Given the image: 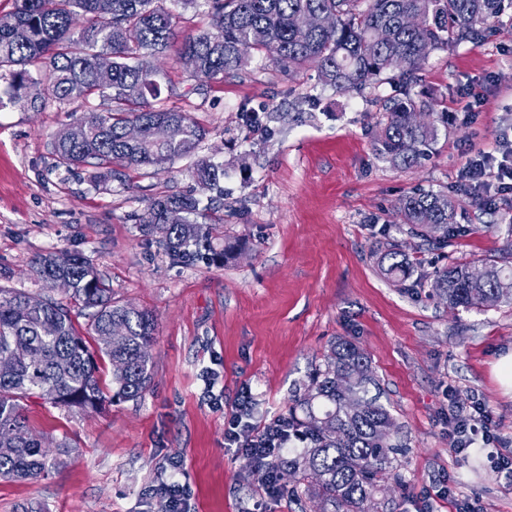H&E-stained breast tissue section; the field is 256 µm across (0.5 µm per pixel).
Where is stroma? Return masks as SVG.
Wrapping results in <instances>:
<instances>
[{"instance_id": "obj_1", "label": "stroma", "mask_w": 512, "mask_h": 512, "mask_svg": "<svg viewBox=\"0 0 512 512\" xmlns=\"http://www.w3.org/2000/svg\"><path fill=\"white\" fill-rule=\"evenodd\" d=\"M167 107L190 114L207 136L201 156L224 165V234L246 238L221 267L172 264L136 223L148 198L195 186L193 162L126 170L97 183L88 169L58 168L53 135L86 103H14L0 81V285L50 292L32 262L49 251L85 254L115 297L158 321L153 382L135 401L104 413H72L33 398L30 425L47 445L67 444L36 479H0V512H158L168 458L184 457L191 512H317L316 503L260 498L252 463L224 445V414L208 392L255 396L252 420L288 411L309 375L344 337L369 356L381 401L393 415L402 481L386 480L395 512H417L433 480L446 475L451 500H479L483 512H512V482L496 477L486 450L453 453L449 400L484 401L500 439L512 446V393L494 373L512 351V306L450 310L433 293L435 268L477 259L512 266L504 249L512 217L484 206L461 185L468 153L512 139V15L478 39L431 55L413 82L339 94L316 69L293 70L262 57L197 86L176 51L155 62ZM428 100L447 117L435 150L402 170L378 159L373 143L386 100ZM261 112L247 127L243 108ZM455 198L472 233L438 249L399 225L394 205L415 188ZM400 242L415 271L403 285L384 276L380 243Z\"/></svg>"}]
</instances>
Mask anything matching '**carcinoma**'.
I'll return each instance as SVG.
<instances>
[{"instance_id": "obj_1", "label": "carcinoma", "mask_w": 512, "mask_h": 512, "mask_svg": "<svg viewBox=\"0 0 512 512\" xmlns=\"http://www.w3.org/2000/svg\"><path fill=\"white\" fill-rule=\"evenodd\" d=\"M174 6L205 7L211 22L181 43L179 57L201 84L246 67L253 53L290 67L310 66L319 80L347 93L380 83L385 76L412 74L437 51L472 40L508 9L512 0H15L0 16V72L9 73L13 102L35 106L37 86L61 104L102 102L83 112L51 142L57 166H89L92 178L107 182L131 167H163L196 158V189L150 201L139 218L146 240L157 243L177 265L204 261L223 266L241 244L224 241V218L213 201L224 197V165L198 156L205 131L186 112L161 104V84L151 59L176 39ZM108 67L111 83L100 84ZM37 68L32 76L31 68ZM432 112L411 95L395 99L374 140L378 158L400 169L421 165L438 140V126L416 124L413 114ZM173 122L180 138L158 141L153 128ZM410 233L438 247L473 231L456 221L453 199L440 191H418L396 206ZM47 252L34 260L48 283L70 280V300L92 318L99 352L90 350L75 326L69 304L50 295L0 287V477H37L51 462L42 435L25 412L36 396L53 407L100 410L112 402L136 400L152 380L156 322L147 311L112 298V288L89 259L72 253L58 268ZM378 266L395 283L412 275L408 254L391 243ZM456 263L433 272L431 287L452 310H472L492 295L512 305V266ZM112 367V396H106L97 357ZM375 378L367 354L356 343H333L324 367L316 369L303 394L288 409V425L303 444L277 471L298 477L289 492L304 487L322 512H384L377 499L394 462V418L370 395ZM306 411L304 418L296 408Z\"/></svg>"}]
</instances>
